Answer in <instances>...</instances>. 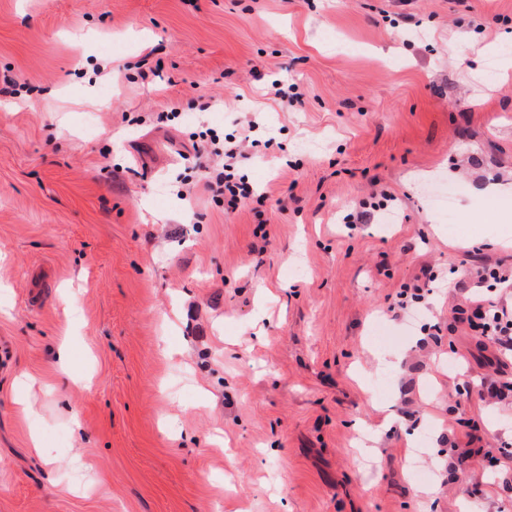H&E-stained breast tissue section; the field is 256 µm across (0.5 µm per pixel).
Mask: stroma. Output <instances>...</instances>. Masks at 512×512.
I'll use <instances>...</instances> for the list:
<instances>
[{
	"mask_svg": "<svg viewBox=\"0 0 512 512\" xmlns=\"http://www.w3.org/2000/svg\"><path fill=\"white\" fill-rule=\"evenodd\" d=\"M7 80L0 512H512L448 479L460 421L512 443L452 321L512 261V0H0ZM206 129L264 202L206 190ZM473 277L477 283L483 284L490 281L491 285H503L505 288H512V265L503 263L502 260L495 264H483L472 270H465L464 275L455 283V288H460L464 284L465 278Z\"/></svg>",
	"mask_w": 512,
	"mask_h": 512,
	"instance_id": "stroma-1",
	"label": "stroma"
}]
</instances>
